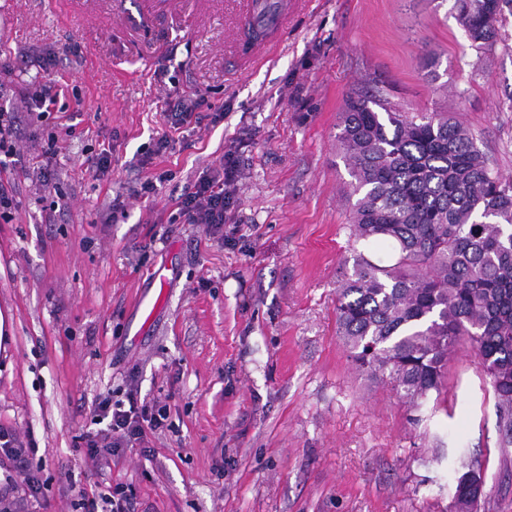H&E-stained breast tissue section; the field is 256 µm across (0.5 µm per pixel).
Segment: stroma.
Segmentation results:
<instances>
[{
  "mask_svg": "<svg viewBox=\"0 0 512 512\" xmlns=\"http://www.w3.org/2000/svg\"><path fill=\"white\" fill-rule=\"evenodd\" d=\"M243 0H0V65L51 51L57 111L28 123L32 71L14 68L10 171L0 220V426L31 437L42 482L22 512H72L71 485H132L134 512H448L461 457L484 480L478 512H512V447L470 341L441 396L404 403L356 369L336 334L351 254L349 176L336 142L355 90L403 112H450L512 177V14L471 47L454 0H310L280 45L243 73L231 56ZM216 121L170 128L175 92ZM168 146L156 151L160 138ZM235 149L240 173L221 243L177 219L184 186ZM109 151L98 177L86 159ZM154 193L130 195L142 173ZM163 294L150 322L142 297ZM157 400L169 430L90 457L81 436L105 397Z\"/></svg>",
  "mask_w": 512,
  "mask_h": 512,
  "instance_id": "obj_1",
  "label": "stroma"
}]
</instances>
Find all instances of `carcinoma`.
I'll use <instances>...</instances> for the list:
<instances>
[{"mask_svg":"<svg viewBox=\"0 0 512 512\" xmlns=\"http://www.w3.org/2000/svg\"><path fill=\"white\" fill-rule=\"evenodd\" d=\"M512 0H454L471 46L492 48ZM336 135L350 176V237L378 242L390 265L353 251L336 291V325L356 368L413 406L440 393L448 355L474 347L512 447V180L493 171L447 112L409 114L351 94ZM450 512H477L483 481L462 463Z\"/></svg>","mask_w":512,"mask_h":512,"instance_id":"carcinoma-1","label":"carcinoma"}]
</instances>
